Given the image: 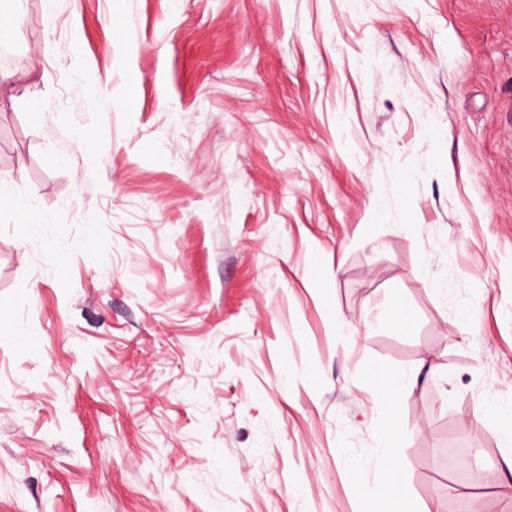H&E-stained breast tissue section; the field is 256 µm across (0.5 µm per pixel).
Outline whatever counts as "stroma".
Returning <instances> with one entry per match:
<instances>
[{
	"instance_id": "stroma-1",
	"label": "stroma",
	"mask_w": 512,
	"mask_h": 512,
	"mask_svg": "<svg viewBox=\"0 0 512 512\" xmlns=\"http://www.w3.org/2000/svg\"><path fill=\"white\" fill-rule=\"evenodd\" d=\"M0 14V512H512V0Z\"/></svg>"
}]
</instances>
